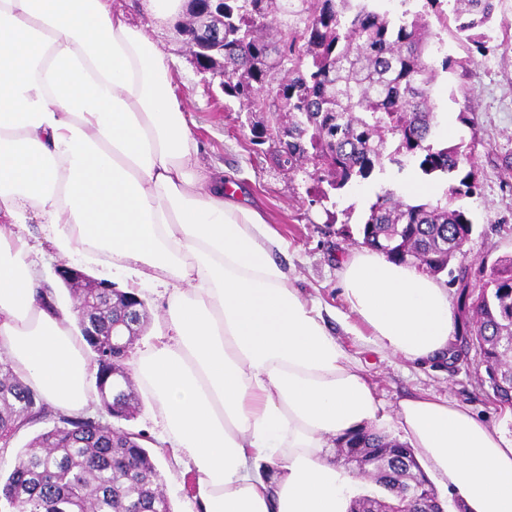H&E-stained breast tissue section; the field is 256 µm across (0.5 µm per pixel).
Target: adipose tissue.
<instances>
[{
	"mask_svg": "<svg viewBox=\"0 0 512 512\" xmlns=\"http://www.w3.org/2000/svg\"><path fill=\"white\" fill-rule=\"evenodd\" d=\"M199 161L170 66L113 0H0V352L56 407L94 404L96 366L67 308L37 296V219L57 252L166 299L162 339L136 359L161 435L198 476L196 512H347L359 482L336 438L374 421L359 363L275 258L276 233ZM342 292L377 346L443 356L448 290L361 248ZM404 439L464 512H512V438L449 399L401 402Z\"/></svg>",
	"mask_w": 512,
	"mask_h": 512,
	"instance_id": "ef3b65f1",
	"label": "adipose tissue"
}]
</instances>
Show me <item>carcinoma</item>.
Wrapping results in <instances>:
<instances>
[{
  "label": "carcinoma",
  "instance_id": "carcinoma-1",
  "mask_svg": "<svg viewBox=\"0 0 512 512\" xmlns=\"http://www.w3.org/2000/svg\"><path fill=\"white\" fill-rule=\"evenodd\" d=\"M224 0V55L198 51L201 67H224V96L247 112L285 113L272 130L253 129L257 145L271 142L277 163L290 169L313 163L326 173L330 189L340 191L365 180L389 162L403 167L419 159L426 176H447L471 163L475 143L436 147L438 126L431 89L438 70L453 61L437 59L442 39L424 14L405 8L395 14L370 6L371 0ZM495 0H454L456 34L485 48ZM282 17L278 38L268 35V18ZM288 74L275 98L260 96L272 70ZM471 169L426 201L405 200L393 189L376 195L359 229L361 244L400 262L438 274L461 255L472 236L468 211L454 207L459 197L478 194ZM459 262L454 282L467 296L465 347L479 355L487 382L502 405L512 407V257L481 265L479 284ZM135 295L101 289L82 304L88 320L78 328L96 366L98 416L54 410L44 398L0 363V444L31 424L53 418V425L17 454L0 495L13 512H173L159 472L141 438L104 423L133 417L139 405L125 363L112 365V321L123 320L129 343L144 330L146 308L128 318ZM122 386L112 393V369ZM336 456L370 457L379 463L369 479L387 495L352 500L350 512H416L431 501L430 479L408 446L384 435L356 432L336 441Z\"/></svg>",
  "mask_w": 512,
  "mask_h": 512
}]
</instances>
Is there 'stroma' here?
<instances>
[{
    "mask_svg": "<svg viewBox=\"0 0 512 512\" xmlns=\"http://www.w3.org/2000/svg\"><path fill=\"white\" fill-rule=\"evenodd\" d=\"M133 21L171 60L173 86L183 111L195 123L201 163L223 168L225 179L239 186L240 200L258 210L277 232L283 242L278 259L293 284L308 302L321 309L339 344L359 362L379 403V432L400 438V402L434 396L455 400L479 420L499 426L511 437L512 409L493 401L475 351L462 353L452 365L444 358L410 361L380 349L373 342L371 329L351 310L339 284V263L356 251L352 236L377 194L399 185L417 198L436 185V178L423 175L414 164L402 169L386 165L368 179L347 186L336 218H329L323 204L312 201L306 193L313 184L312 165L297 171L283 169L274 164L266 146L253 144V123L268 121V114L251 116L241 112L236 102L226 101L219 78L197 69L172 21L140 11L134 12ZM440 36L442 55L455 60L456 65L439 72L432 87L440 115L435 139L451 144L471 139L477 142L472 161L481 192L457 201L469 212L475 227L465 251L467 262L476 266L486 259L512 256V170L501 165L503 157H512V0H496L486 53L476 52L453 31H441ZM22 232L46 256L37 269L40 285L52 288L62 305L72 306L69 292L54 272L60 258L41 225L29 222ZM139 397L135 415L123 427L144 434L174 512H187L193 499L185 485L188 472L172 448L160 440L153 397L144 391Z\"/></svg>",
    "mask_w": 512,
    "mask_h": 512,
    "instance_id": "35a3bbf8",
    "label": "stroma"
}]
</instances>
